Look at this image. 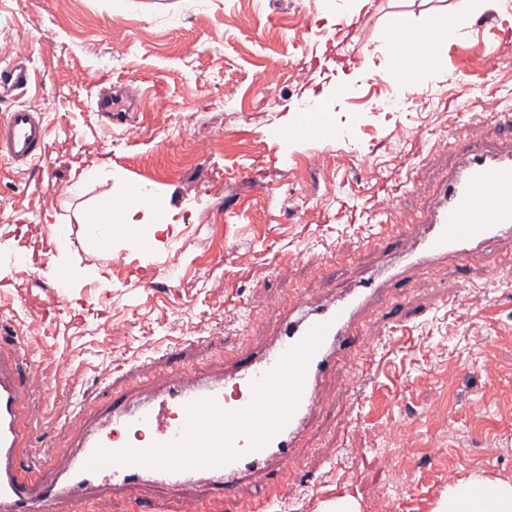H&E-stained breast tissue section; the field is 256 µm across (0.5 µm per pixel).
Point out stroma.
Listing matches in <instances>:
<instances>
[{"label": "stroma", "mask_w": 512, "mask_h": 512, "mask_svg": "<svg viewBox=\"0 0 512 512\" xmlns=\"http://www.w3.org/2000/svg\"><path fill=\"white\" fill-rule=\"evenodd\" d=\"M465 0H368L353 34L338 29L346 0H0V55L24 42L38 84L0 99V113L29 104L44 113L55 182L0 163V237L70 232L67 261L108 267L112 284L66 288L47 260L21 268L0 253V316L50 381L31 404L64 458L77 398L128 389L151 396L139 366L180 362L217 375L234 357L270 344L276 293L305 289L322 300L352 268H377L365 244L374 202L399 197L397 219L428 205L456 169V131L482 139L483 102L512 110V0L475 14L421 82L393 90L385 78L390 18L431 26ZM496 46L489 67L480 53ZM360 57L343 65L342 57ZM345 81L346 94L336 92ZM121 86L117 106L137 105L125 125L87 92ZM330 102L331 136L293 133L292 110ZM165 103L167 127L153 107ZM211 149L196 157L195 144ZM108 161L112 178L70 192L72 172ZM133 182L153 184L178 224L153 251L122 239L111 250L77 232V214ZM363 328V348L322 385L300 463L289 467L281 512H324L336 497L360 512H432L449 485L472 474L512 479V269L445 261L409 273ZM61 296L71 316L41 320ZM402 418L404 432L388 434ZM96 512H171L173 493L144 483L138 500L118 488L89 490Z\"/></svg>", "instance_id": "1"}]
</instances>
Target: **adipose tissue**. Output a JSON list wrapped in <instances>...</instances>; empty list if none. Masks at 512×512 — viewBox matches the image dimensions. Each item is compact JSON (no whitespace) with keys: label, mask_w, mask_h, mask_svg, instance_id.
I'll return each instance as SVG.
<instances>
[{"label":"adipose tissue","mask_w":512,"mask_h":512,"mask_svg":"<svg viewBox=\"0 0 512 512\" xmlns=\"http://www.w3.org/2000/svg\"><path fill=\"white\" fill-rule=\"evenodd\" d=\"M471 18L470 11H457L440 17L432 27L417 29L407 15L400 14L391 20L386 40L392 44L405 41L416 47L426 42L437 51L446 44L449 24L462 30ZM78 222L81 235L98 246L108 247L114 239L122 238L142 250L154 249L157 233L172 224L164 199L145 184L116 198L104 197L84 209ZM433 512H512V481L469 476L449 486Z\"/></svg>","instance_id":"adipose-tissue-1"}]
</instances>
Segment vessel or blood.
I'll use <instances>...</instances> for the list:
<instances>
[{"instance_id":"b4317fda","label":"vessel or blood","mask_w":512,"mask_h":512,"mask_svg":"<svg viewBox=\"0 0 512 512\" xmlns=\"http://www.w3.org/2000/svg\"><path fill=\"white\" fill-rule=\"evenodd\" d=\"M27 57L0 66V97L22 93L32 82ZM48 141L43 112L21 105L0 119V161L23 169L38 165ZM451 147L461 157L432 208L408 221L382 220L381 235L395 245L379 269L357 275L349 291L329 302L309 300L303 289L281 296L274 307V337L241 355L232 369L202 377L172 362L167 372L152 364L142 375L158 385L149 399L130 392L108 404L85 394L72 420L86 429L65 468H57L52 439L34 426L27 410L43 391L28 367L19 337L10 360L0 359V512H53L69 500L73 512H94L88 489L112 486L136 495L148 480L178 489L203 479L205 499L180 501V512H210L206 498L227 502L253 473L277 476L296 462V442L320 405V387L361 344L359 318L387 289L403 283L415 266L455 259L465 266L500 265L486 252L512 236V149L492 151L462 133ZM148 442H141V435ZM40 453L22 456L29 439Z\"/></svg>"}]
</instances>
